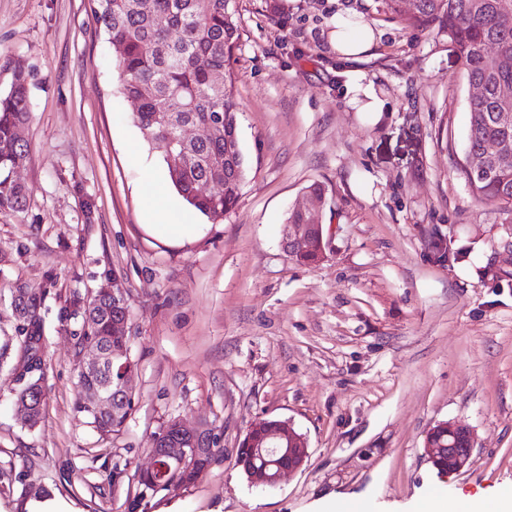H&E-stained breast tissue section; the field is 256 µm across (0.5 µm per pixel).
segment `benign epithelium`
I'll return each instance as SVG.
<instances>
[{
	"instance_id": "obj_1",
	"label": "benign epithelium",
	"mask_w": 512,
	"mask_h": 512,
	"mask_svg": "<svg viewBox=\"0 0 512 512\" xmlns=\"http://www.w3.org/2000/svg\"><path fill=\"white\" fill-rule=\"evenodd\" d=\"M322 199L310 195L307 202L297 209L310 215L308 224H286L283 232V246L293 259L315 264L325 258L324 227L316 219L315 212ZM130 317L112 320L110 343L102 345L94 337L82 340L78 367L86 378H92L110 367L116 371L117 390L115 397H110L97 386L82 389V398L89 410L96 415H108L115 409L116 403L123 395L134 392V364L127 344L129 343ZM18 386L26 387L32 382L44 383L47 378V362L20 360L14 373ZM175 440L162 435L152 438L153 463L147 471L164 468L181 470L189 461L197 458L199 448L203 446L202 437L213 442L215 431H206L204 427L188 428L180 420L171 421ZM437 434L448 436V447L437 448L433 438ZM247 442H253L251 461L237 455L235 465L243 468L250 482L266 487H275L285 473L300 470L308 459V446L302 434L296 432L291 423H278V429H269V421L253 424L246 433ZM475 437L471 428L455 422H441L432 427L425 437V454L431 465L445 473H458L470 467ZM189 483L178 479L168 480L160 486L137 485L136 495L148 501L157 494L175 487H187Z\"/></svg>"
}]
</instances>
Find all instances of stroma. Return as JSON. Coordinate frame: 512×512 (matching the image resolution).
<instances>
[{
  "label": "stroma",
  "mask_w": 512,
  "mask_h": 512,
  "mask_svg": "<svg viewBox=\"0 0 512 512\" xmlns=\"http://www.w3.org/2000/svg\"><path fill=\"white\" fill-rule=\"evenodd\" d=\"M237 0L231 60L245 178L233 211L188 212L170 237L146 210L167 168L133 122L117 54L88 0H0V94L29 74L24 211H0V346L17 285L46 299L48 398L25 427L12 359L0 361V512H129L127 466L151 463L171 419L214 429L223 459L146 512H414L426 495L512 492V213L475 200L461 172L468 86L448 36L405 28L381 0ZM364 20L370 51L337 53V16ZM371 86L383 109L357 103ZM326 189V256L297 264L283 223ZM91 208H84V200ZM119 286L131 305L133 410L100 435L74 409L73 295ZM290 421L302 470L273 488L235 467L251 424ZM443 421L475 435L469 469L439 475L424 451Z\"/></svg>",
  "instance_id": "obj_1"
}]
</instances>
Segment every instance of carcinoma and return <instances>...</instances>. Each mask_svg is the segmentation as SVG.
<instances>
[{
	"label": "carcinoma",
	"mask_w": 512,
	"mask_h": 512,
	"mask_svg": "<svg viewBox=\"0 0 512 512\" xmlns=\"http://www.w3.org/2000/svg\"><path fill=\"white\" fill-rule=\"evenodd\" d=\"M93 18L108 43L119 47L120 91L137 105L133 121L143 138L167 161L169 178L178 194L213 223L224 221L238 199L245 175L238 136L239 102L231 57L241 32L236 0H91ZM384 8L410 28H433L448 43L467 84L483 87L467 98L470 123L467 151L483 155L489 141L512 144V0H418L414 13H400L398 0H382ZM496 47L503 60L493 61L487 48ZM224 73V82L214 74ZM29 83L14 72L9 91L0 94V211H20L25 188L10 179L28 155L17 129L30 117ZM185 127L196 130L185 139ZM174 154L177 163L169 162ZM496 175L472 182L462 170L473 197L512 211V161L489 160ZM54 286L47 280L36 290L17 287L11 296L16 315V353L45 349L42 305ZM125 315L102 299L73 296L60 307L62 323L86 316L105 335L112 317ZM113 393L112 370L90 382ZM76 409L103 436L121 430L125 418L98 417L77 398Z\"/></svg>",
	"instance_id": "obj_1"
}]
</instances>
